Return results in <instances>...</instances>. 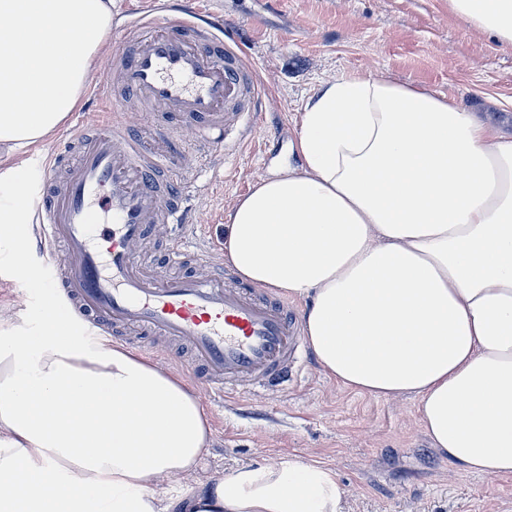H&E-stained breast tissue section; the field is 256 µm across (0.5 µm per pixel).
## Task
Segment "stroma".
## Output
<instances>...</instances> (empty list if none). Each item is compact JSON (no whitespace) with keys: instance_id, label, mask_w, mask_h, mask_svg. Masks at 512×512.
I'll use <instances>...</instances> for the list:
<instances>
[{"instance_id":"35a3bbf8","label":"stroma","mask_w":512,"mask_h":512,"mask_svg":"<svg viewBox=\"0 0 512 512\" xmlns=\"http://www.w3.org/2000/svg\"><path fill=\"white\" fill-rule=\"evenodd\" d=\"M222 15L257 71L259 134L226 143L190 176V224L157 237L205 241L221 261L228 214L259 174L288 156L287 130L310 91L341 74L384 76L453 98L512 130V49L455 16L448 0H199ZM214 429L200 476H228L262 460L293 457L332 468L344 512H512V476L472 474L440 456L415 399H375L328 378L314 357L288 384L242 379L212 391L196 379Z\"/></svg>"}]
</instances>
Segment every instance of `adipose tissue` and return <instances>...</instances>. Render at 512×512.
Instances as JSON below:
<instances>
[{
	"label": "adipose tissue",
	"instance_id": "adipose-tissue-1",
	"mask_svg": "<svg viewBox=\"0 0 512 512\" xmlns=\"http://www.w3.org/2000/svg\"><path fill=\"white\" fill-rule=\"evenodd\" d=\"M512 47V0H448ZM118 0H0V255L35 238L34 156L66 129ZM290 159L229 215L222 256L303 304L321 370L416 399L455 467L512 475V133L383 76L331 78ZM213 428L187 377L93 343L65 311L34 332L0 298V512H342L333 469L296 459L199 479Z\"/></svg>",
	"mask_w": 512,
	"mask_h": 512
}]
</instances>
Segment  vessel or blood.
<instances>
[{"mask_svg": "<svg viewBox=\"0 0 512 512\" xmlns=\"http://www.w3.org/2000/svg\"><path fill=\"white\" fill-rule=\"evenodd\" d=\"M108 103L100 124H80L68 142L76 165L43 194L35 242L22 244L12 265L24 273L32 254L57 250L42 299L63 304L113 338L136 331L140 346L167 336L192 351L207 381L251 378L260 386L287 382L305 350L299 316L288 301L248 288L205 251L171 246L168 260L188 270L158 275L139 267L138 247L161 224H185L187 190L180 165L192 150L212 155L227 141L255 131L260 102L254 73L224 23L201 14L194 0H148L133 35L123 36L98 82ZM143 106L166 154L147 151L126 118L127 103Z\"/></svg>", "mask_w": 512, "mask_h": 512, "instance_id": "1", "label": "vessel or blood"}]
</instances>
